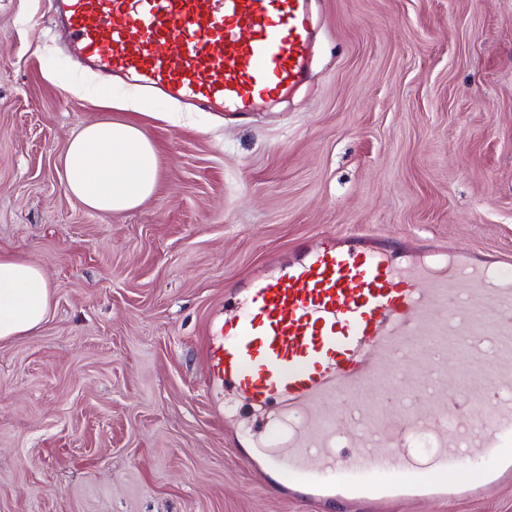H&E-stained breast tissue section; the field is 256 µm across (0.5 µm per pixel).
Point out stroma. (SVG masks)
Listing matches in <instances>:
<instances>
[{
  "instance_id": "obj_1",
  "label": "stroma",
  "mask_w": 512,
  "mask_h": 512,
  "mask_svg": "<svg viewBox=\"0 0 512 512\" xmlns=\"http://www.w3.org/2000/svg\"><path fill=\"white\" fill-rule=\"evenodd\" d=\"M50 10L0 0V252L51 290L0 340V512H309L255 483L200 338L226 288L314 236L512 253V0H316L311 83L248 113L100 95ZM95 120L153 141L133 209L64 189ZM375 512H512V486Z\"/></svg>"
}]
</instances>
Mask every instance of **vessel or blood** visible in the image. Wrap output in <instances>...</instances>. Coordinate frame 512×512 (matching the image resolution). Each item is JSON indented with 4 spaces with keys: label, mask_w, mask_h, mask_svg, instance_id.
Wrapping results in <instances>:
<instances>
[{
    "label": "vessel or blood",
    "mask_w": 512,
    "mask_h": 512,
    "mask_svg": "<svg viewBox=\"0 0 512 512\" xmlns=\"http://www.w3.org/2000/svg\"><path fill=\"white\" fill-rule=\"evenodd\" d=\"M315 0H53L110 94L113 78L202 110L251 111L312 79ZM201 338L205 392L232 389L263 446L264 489L358 512L512 481V258L351 236L244 282ZM356 450L342 452L338 427ZM420 437L424 461L407 447ZM486 462L470 465L471 449Z\"/></svg>",
    "instance_id": "obj_1"
}]
</instances>
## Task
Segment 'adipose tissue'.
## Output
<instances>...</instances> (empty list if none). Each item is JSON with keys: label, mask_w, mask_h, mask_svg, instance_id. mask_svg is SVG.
Returning <instances> with one entry per match:
<instances>
[{"label": "adipose tissue", "mask_w": 512, "mask_h": 512, "mask_svg": "<svg viewBox=\"0 0 512 512\" xmlns=\"http://www.w3.org/2000/svg\"><path fill=\"white\" fill-rule=\"evenodd\" d=\"M158 167L153 142L141 128L92 122L70 140L64 185L88 209L119 212L140 205L154 191ZM43 271L31 261L0 253V340L30 333L50 309Z\"/></svg>", "instance_id": "obj_1"}]
</instances>
